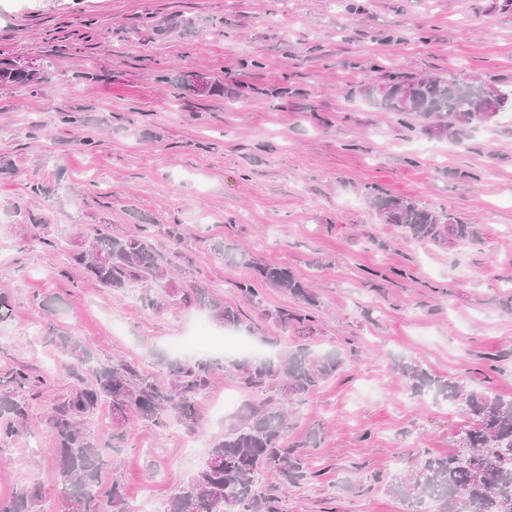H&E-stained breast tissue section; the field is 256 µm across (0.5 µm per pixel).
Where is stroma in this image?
<instances>
[{
  "label": "stroma",
  "mask_w": 512,
  "mask_h": 512,
  "mask_svg": "<svg viewBox=\"0 0 512 512\" xmlns=\"http://www.w3.org/2000/svg\"><path fill=\"white\" fill-rule=\"evenodd\" d=\"M0 59L44 76L0 86V289L12 305L0 379L21 364L45 379L27 433L0 444V499L34 482L36 512H62L54 464L28 448L32 434L51 446L46 418L74 384L54 336L161 382L174 360L214 366L195 432L140 422L117 440L107 406L87 419L112 449L102 480L121 484L129 508L163 512L206 457L204 448L185 456L189 435L207 442L234 424V413L215 411L226 393L242 405L275 396L241 384L214 321L209 345L172 351L206 308L178 298L155 311L141 288L109 291L67 264L102 224L149 225L173 279L238 306L237 332L262 356L292 344L343 352V368L290 421L289 443L319 435L313 479L261 480L277 512H408L384 482L416 452L446 453L463 418L400 383L399 361L512 397V110L437 138L358 93L392 72L512 91V0H0ZM194 72L223 92L193 94ZM373 191L448 211L479 225L480 239L465 248L404 239L369 206ZM166 224L183 226L180 250ZM216 240L306 280L318 303L309 331L274 320L299 307L278 289L242 301L235 284L251 265L214 254Z\"/></svg>",
  "instance_id": "1"
}]
</instances>
